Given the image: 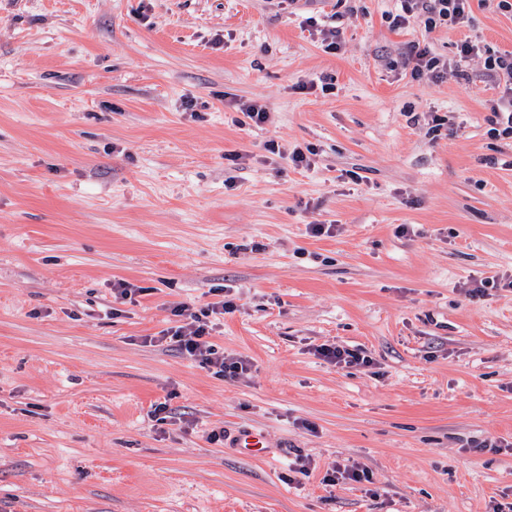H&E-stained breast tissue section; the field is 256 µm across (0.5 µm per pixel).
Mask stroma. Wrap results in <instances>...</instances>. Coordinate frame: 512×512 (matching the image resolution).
Wrapping results in <instances>:
<instances>
[{
	"label": "stroma",
	"instance_id": "obj_1",
	"mask_svg": "<svg viewBox=\"0 0 512 512\" xmlns=\"http://www.w3.org/2000/svg\"><path fill=\"white\" fill-rule=\"evenodd\" d=\"M399 11L0 0V512L512 506V138L457 56L512 52V16L429 33ZM418 44L466 77H412ZM224 298L210 339L251 361L235 381L162 340L176 306ZM245 427L268 455L235 448ZM315 355L327 363L339 367H368L374 362L368 356L361 355L357 350H350L340 345L321 344L314 349Z\"/></svg>",
	"mask_w": 512,
	"mask_h": 512
}]
</instances>
